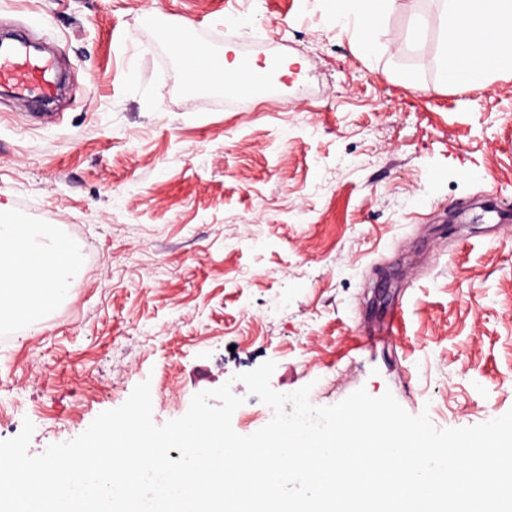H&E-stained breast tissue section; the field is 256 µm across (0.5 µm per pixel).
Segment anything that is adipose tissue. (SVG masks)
<instances>
[{
    "label": "adipose tissue",
    "instance_id": "obj_1",
    "mask_svg": "<svg viewBox=\"0 0 512 512\" xmlns=\"http://www.w3.org/2000/svg\"><path fill=\"white\" fill-rule=\"evenodd\" d=\"M336 26L355 27L358 45L377 53L378 29L395 0H326ZM437 70L445 86L466 88L491 77L512 74V0H445L439 17ZM34 242L7 208L0 206V314L30 325L40 323L44 307L62 300L68 272L45 275ZM41 280L36 304L14 288L16 274Z\"/></svg>",
    "mask_w": 512,
    "mask_h": 512
}]
</instances>
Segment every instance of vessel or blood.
<instances>
[{"label": "vessel or blood", "mask_w": 512, "mask_h": 512, "mask_svg": "<svg viewBox=\"0 0 512 512\" xmlns=\"http://www.w3.org/2000/svg\"><path fill=\"white\" fill-rule=\"evenodd\" d=\"M182 75L197 76L191 91L195 97L206 99L219 88L217 60L208 41L196 39L192 51L177 58ZM50 60L32 58L25 43L14 40L0 48V83L14 86L25 106H34L51 99L56 85Z\"/></svg>", "instance_id": "1"}]
</instances>
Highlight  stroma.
Listing matches in <instances>:
<instances>
[{"label": "stroma", "mask_w": 512, "mask_h": 512, "mask_svg": "<svg viewBox=\"0 0 512 512\" xmlns=\"http://www.w3.org/2000/svg\"><path fill=\"white\" fill-rule=\"evenodd\" d=\"M441 9L398 0L366 56L325 0H0L70 77L48 120L0 95V204L80 258L0 345V440L31 421L40 455L146 380L158 425L231 383L246 436L272 415L235 376L269 360L316 406L389 391L439 429L511 410L512 77L442 87L436 26L405 43ZM160 25L258 46L268 98L185 93Z\"/></svg>", "instance_id": "1"}]
</instances>
